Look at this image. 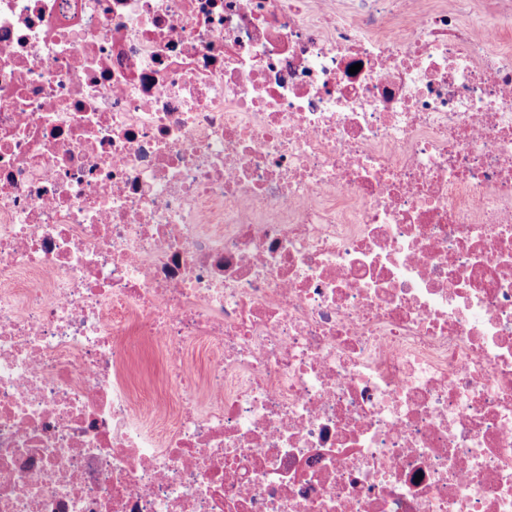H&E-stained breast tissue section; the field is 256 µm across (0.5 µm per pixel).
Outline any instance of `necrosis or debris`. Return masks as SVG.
I'll use <instances>...</instances> for the list:
<instances>
[{
  "label": "necrosis or debris",
  "mask_w": 512,
  "mask_h": 512,
  "mask_svg": "<svg viewBox=\"0 0 512 512\" xmlns=\"http://www.w3.org/2000/svg\"><path fill=\"white\" fill-rule=\"evenodd\" d=\"M509 32L0 0V512H512ZM131 384L141 398H152L162 390V364L156 348L146 344L133 355Z\"/></svg>",
  "instance_id": "obj_1"
}]
</instances>
